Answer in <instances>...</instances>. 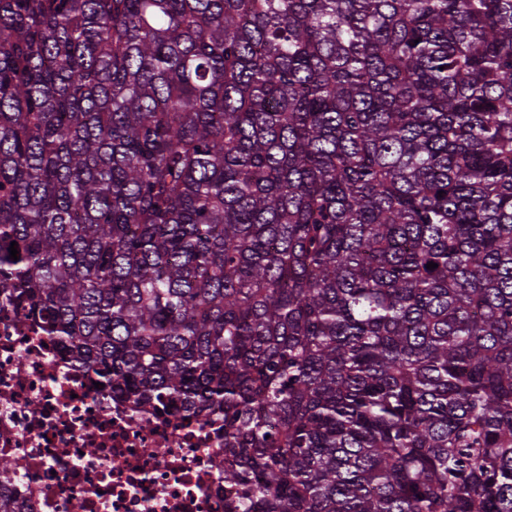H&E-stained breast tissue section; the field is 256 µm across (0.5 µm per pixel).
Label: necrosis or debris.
<instances>
[{
	"label": "necrosis or debris",
	"mask_w": 512,
	"mask_h": 512,
	"mask_svg": "<svg viewBox=\"0 0 512 512\" xmlns=\"http://www.w3.org/2000/svg\"><path fill=\"white\" fill-rule=\"evenodd\" d=\"M0 303V457L22 512H225L224 422L141 406Z\"/></svg>",
	"instance_id": "1"
}]
</instances>
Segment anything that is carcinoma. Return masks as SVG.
<instances>
[{"label":"carcinoma","mask_w":512,"mask_h":512,"mask_svg":"<svg viewBox=\"0 0 512 512\" xmlns=\"http://www.w3.org/2000/svg\"><path fill=\"white\" fill-rule=\"evenodd\" d=\"M1 273L240 512H512V0H0Z\"/></svg>","instance_id":"1"}]
</instances>
